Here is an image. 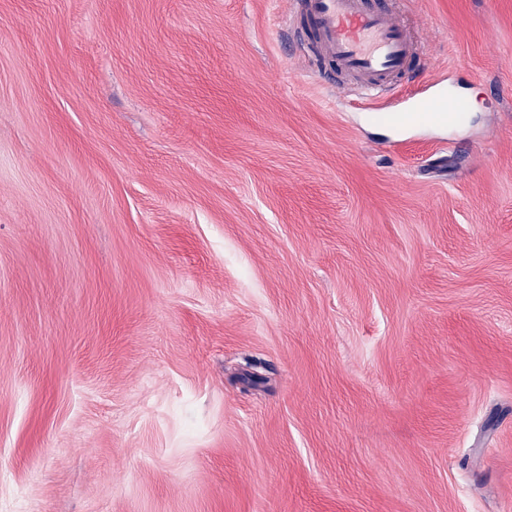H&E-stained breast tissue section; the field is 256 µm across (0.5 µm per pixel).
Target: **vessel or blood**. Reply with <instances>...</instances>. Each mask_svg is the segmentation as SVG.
Wrapping results in <instances>:
<instances>
[{"label":"vessel or blood","instance_id":"obj_1","mask_svg":"<svg viewBox=\"0 0 512 512\" xmlns=\"http://www.w3.org/2000/svg\"><path fill=\"white\" fill-rule=\"evenodd\" d=\"M289 22L301 52L338 93L374 105L421 72L417 40L398 12L380 0H291ZM466 107L453 96L402 111L403 125L460 122Z\"/></svg>","mask_w":512,"mask_h":512}]
</instances>
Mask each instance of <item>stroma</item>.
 I'll use <instances>...</instances> for the list:
<instances>
[{"label": "stroma", "mask_w": 512, "mask_h": 512, "mask_svg": "<svg viewBox=\"0 0 512 512\" xmlns=\"http://www.w3.org/2000/svg\"><path fill=\"white\" fill-rule=\"evenodd\" d=\"M398 127L289 0H0V512H512V0H389ZM466 111V107L460 99L444 95L421 101L417 106L402 111L397 115V121L401 125L419 123L453 125L462 121V114Z\"/></svg>", "instance_id": "35a3bbf8"}]
</instances>
